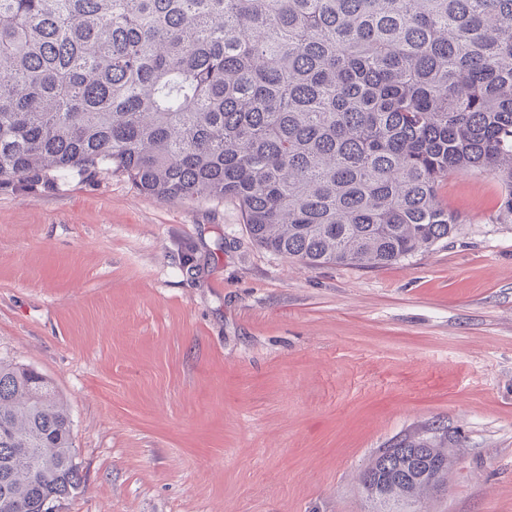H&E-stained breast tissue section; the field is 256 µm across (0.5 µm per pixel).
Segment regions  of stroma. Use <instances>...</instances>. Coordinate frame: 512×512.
Instances as JSON below:
<instances>
[{
  "label": "stroma",
  "mask_w": 512,
  "mask_h": 512,
  "mask_svg": "<svg viewBox=\"0 0 512 512\" xmlns=\"http://www.w3.org/2000/svg\"><path fill=\"white\" fill-rule=\"evenodd\" d=\"M451 237L381 268H312L238 204L125 176L0 181V361L49 379L84 483L56 512H378L375 452L437 425L424 512H512V224L449 177Z\"/></svg>",
  "instance_id": "1"
}]
</instances>
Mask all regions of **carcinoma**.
Masks as SVG:
<instances>
[{
	"instance_id": "obj_1",
	"label": "carcinoma",
	"mask_w": 512,
	"mask_h": 512,
	"mask_svg": "<svg viewBox=\"0 0 512 512\" xmlns=\"http://www.w3.org/2000/svg\"><path fill=\"white\" fill-rule=\"evenodd\" d=\"M99 169L234 199L258 246L315 267L453 235L452 174L495 178L511 224L512 0H0V179ZM411 447L362 474L413 475ZM81 484L67 405L0 361V512Z\"/></svg>"
}]
</instances>
